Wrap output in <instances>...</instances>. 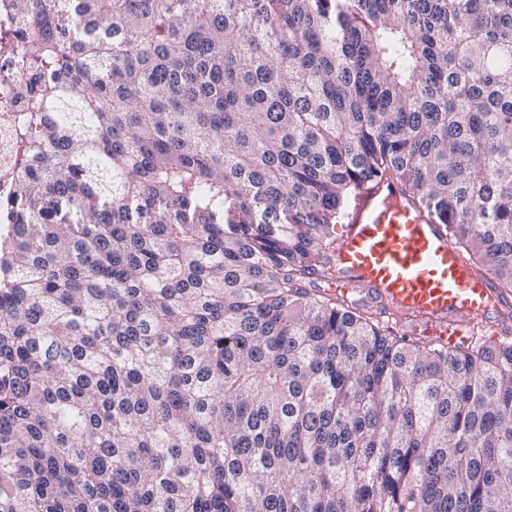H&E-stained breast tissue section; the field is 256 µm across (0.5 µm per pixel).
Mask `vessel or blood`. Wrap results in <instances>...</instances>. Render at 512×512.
<instances>
[{
	"mask_svg": "<svg viewBox=\"0 0 512 512\" xmlns=\"http://www.w3.org/2000/svg\"><path fill=\"white\" fill-rule=\"evenodd\" d=\"M346 285L359 287L420 336L452 344L483 321L493 335L512 299L458 257L446 225L406 204L399 185L367 189L352 204L336 246Z\"/></svg>",
	"mask_w": 512,
	"mask_h": 512,
	"instance_id": "b4317fda",
	"label": "vessel or blood"
}]
</instances>
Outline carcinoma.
<instances>
[{
  "mask_svg": "<svg viewBox=\"0 0 512 512\" xmlns=\"http://www.w3.org/2000/svg\"><path fill=\"white\" fill-rule=\"evenodd\" d=\"M8 8L0 512H512V332L321 286L396 182L512 295V0ZM16 85L0 82V195H9L11 184L8 170L17 167L22 158V151L17 142L12 140L6 129L21 116Z\"/></svg>",
  "mask_w": 512,
  "mask_h": 512,
  "instance_id": "obj_1",
  "label": "carcinoma"
}]
</instances>
